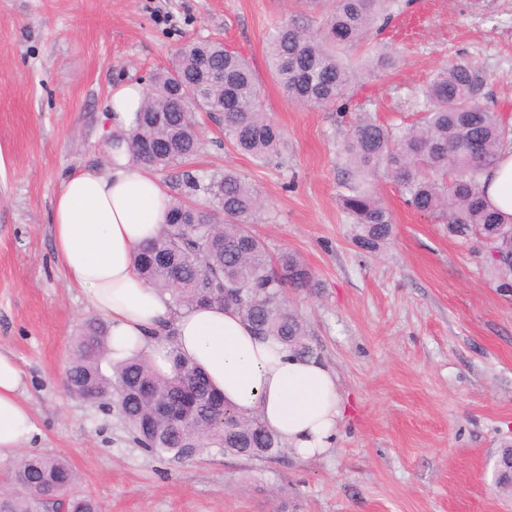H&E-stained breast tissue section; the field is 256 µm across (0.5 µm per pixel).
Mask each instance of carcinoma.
Segmentation results:
<instances>
[{
	"mask_svg": "<svg viewBox=\"0 0 512 512\" xmlns=\"http://www.w3.org/2000/svg\"><path fill=\"white\" fill-rule=\"evenodd\" d=\"M303 11L268 38L273 77L291 101L344 111L357 71L340 52L358 46L388 24L400 0H301ZM319 12L317 30L306 13ZM369 69L397 65L389 51L374 48ZM485 70L455 61L436 73L418 103L421 120L401 130L385 126L363 109L341 148L346 164L341 205L355 220L356 242L378 249L391 239L393 217L372 189L383 170L399 186L405 203L431 216L448 235L478 234L492 280L512 290V222L502 219L481 188L485 172L512 145V125L482 104L488 96ZM205 112L224 129L239 152L262 160L275 151L280 132L261 109L259 83L250 62L218 40L184 44L170 66L154 75L135 129L123 135L138 160L156 172H171L200 148L196 113ZM177 178L206 203L176 199L159 238L140 247L136 263L145 279L168 292L175 306L231 307L254 333L298 356L315 359L305 321L288 305L287 289L318 287L310 268L295 254H269L249 228L259 207L253 185L235 170L208 183L188 172ZM108 325L90 318L73 341L66 369L70 394L114 402L134 441L154 456L185 458L208 448L250 460L273 458L274 435L254 417L224 405V398L197 366L170 351V376L139 357L115 363L106 345ZM108 363L111 374L103 371ZM77 473L47 450L28 451L14 471V494L0 512H49L63 497L69 512H99L97 501L75 491Z\"/></svg>",
	"mask_w": 512,
	"mask_h": 512,
	"instance_id": "1",
	"label": "carcinoma"
}]
</instances>
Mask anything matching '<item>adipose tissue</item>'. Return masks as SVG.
I'll list each match as a JSON object with an SVG mask.
<instances>
[{"label": "adipose tissue", "instance_id": "adipose-tissue-1", "mask_svg": "<svg viewBox=\"0 0 512 512\" xmlns=\"http://www.w3.org/2000/svg\"><path fill=\"white\" fill-rule=\"evenodd\" d=\"M145 98L138 82L112 88L104 119L110 133L135 128ZM483 191L504 219L512 218V148L485 173ZM171 197L126 145L110 161L62 183L53 213L55 262L67 287L81 290L110 324L113 360L138 353L170 374V348L198 366L234 410L258 418L294 455L313 458L336 445L347 413L335 374L321 361L294 355L253 336L239 315L219 306L175 309L134 263L136 248L156 238ZM22 371L0 351V462L17 457L38 432L21 399Z\"/></svg>", "mask_w": 512, "mask_h": 512}]
</instances>
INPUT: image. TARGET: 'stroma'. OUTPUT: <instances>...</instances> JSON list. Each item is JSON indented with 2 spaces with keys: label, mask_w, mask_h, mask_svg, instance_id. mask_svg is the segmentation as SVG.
Returning <instances> with one entry per match:
<instances>
[{
  "label": "stroma",
  "mask_w": 512,
  "mask_h": 512,
  "mask_svg": "<svg viewBox=\"0 0 512 512\" xmlns=\"http://www.w3.org/2000/svg\"><path fill=\"white\" fill-rule=\"evenodd\" d=\"M295 0H0V350L23 371L35 448L68 460L103 512H512L495 485L512 442V293L491 282L480 244L374 189L393 236L373 253L341 208L339 145L353 113L302 108L272 78L266 42ZM221 39L247 57L282 136L258 161L198 114L189 168H233L258 189L252 224L271 253L298 254L319 282L290 305L337 374L348 413L336 448L257 461L213 448L173 460L145 452L115 412L72 396L65 372L96 312L54 260L52 203L63 181L103 161L105 103L149 84L184 43ZM371 44L398 57L353 101L405 127L433 74L466 60L488 75V105L512 117V0H412Z\"/></svg>",
  "instance_id": "1"
}]
</instances>
